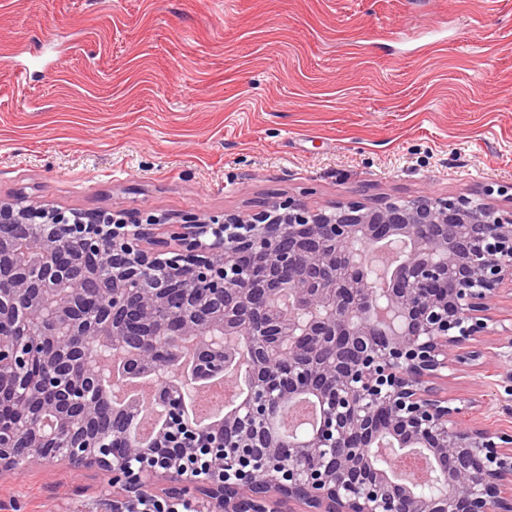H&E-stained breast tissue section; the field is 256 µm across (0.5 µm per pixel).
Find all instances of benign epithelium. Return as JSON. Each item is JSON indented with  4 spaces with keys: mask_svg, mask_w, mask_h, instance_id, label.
<instances>
[{
    "mask_svg": "<svg viewBox=\"0 0 512 512\" xmlns=\"http://www.w3.org/2000/svg\"><path fill=\"white\" fill-rule=\"evenodd\" d=\"M159 223L0 200V224L32 227L37 253L9 268L15 289H0V323L22 330L0 336V376L24 404L0 423L1 474L99 468L112 512H512V426L477 422L472 401L447 388L471 361L512 359V329L510 351L480 348L512 303V208L432 192L326 208L288 198L222 221L192 216L174 247ZM62 243L112 257L99 311L78 313L89 280L56 265ZM380 243L400 246L382 289L364 270ZM192 338L198 375L251 355L245 401L195 425L181 386L197 375L161 377L167 420L151 442L130 436L132 405L113 406L120 430L90 429L111 400L97 384L102 351L130 344L151 368ZM303 395L319 401L318 427L276 434L277 413ZM387 446L422 454L436 491L419 494Z\"/></svg>",
    "mask_w": 512,
    "mask_h": 512,
    "instance_id": "obj_1",
    "label": "benign epithelium"
}]
</instances>
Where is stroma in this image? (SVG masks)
<instances>
[{
    "label": "stroma",
    "instance_id": "stroma-1",
    "mask_svg": "<svg viewBox=\"0 0 512 512\" xmlns=\"http://www.w3.org/2000/svg\"><path fill=\"white\" fill-rule=\"evenodd\" d=\"M512 203V0H0V198L252 214ZM448 391L512 406V361ZM0 512H112L104 472L0 474Z\"/></svg>",
    "mask_w": 512,
    "mask_h": 512
}]
</instances>
